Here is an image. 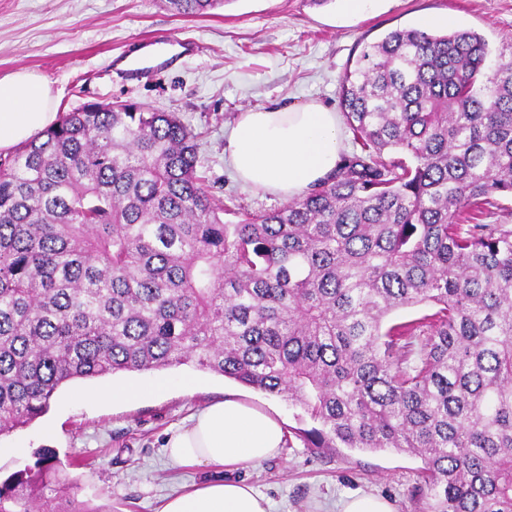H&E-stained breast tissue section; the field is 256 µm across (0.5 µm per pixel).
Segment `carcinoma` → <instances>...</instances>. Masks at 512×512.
<instances>
[{
    "instance_id": "carcinoma-1",
    "label": "carcinoma",
    "mask_w": 512,
    "mask_h": 512,
    "mask_svg": "<svg viewBox=\"0 0 512 512\" xmlns=\"http://www.w3.org/2000/svg\"><path fill=\"white\" fill-rule=\"evenodd\" d=\"M489 55L472 30L365 44L340 80L361 153L234 224L174 112L88 103L0 155V435L70 383L191 365L300 407L308 448L419 457L421 512H512V224L483 223L512 199V60ZM55 472L40 449L0 512H93L46 496Z\"/></svg>"
}]
</instances>
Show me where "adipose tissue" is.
<instances>
[{
  "mask_svg": "<svg viewBox=\"0 0 512 512\" xmlns=\"http://www.w3.org/2000/svg\"><path fill=\"white\" fill-rule=\"evenodd\" d=\"M58 117L36 74L18 70L0 77V152L40 136ZM341 147L338 113L310 101L240 113L224 156L245 185L292 198L335 170ZM284 446L285 432L275 414L228 396L177 428L166 453L179 466L230 470L276 457ZM161 512H271V503L249 484L215 481L168 496Z\"/></svg>",
  "mask_w": 512,
  "mask_h": 512,
  "instance_id": "adipose-tissue-1",
  "label": "adipose tissue"
}]
</instances>
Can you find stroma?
Masks as SVG:
<instances>
[{
	"label": "stroma",
	"instance_id": "1",
	"mask_svg": "<svg viewBox=\"0 0 512 512\" xmlns=\"http://www.w3.org/2000/svg\"><path fill=\"white\" fill-rule=\"evenodd\" d=\"M434 19V31L481 34L498 63L512 42V0H371L359 17H345L342 0H224L204 17H176L161 0H0V77L19 69L37 74L58 112L88 102H138L178 114L198 136V169L224 202V220L240 211L263 213L283 198L244 186L224 162V144L240 112L316 101L340 109V80L363 44L398 28ZM195 41L198 52L178 57L162 75L127 82L112 61L146 40ZM195 376L187 389L180 380ZM164 380L160 396L112 401L103 391ZM97 392L76 401L61 391L49 412L0 437V478L33 464L41 448L55 449L67 492L109 512H157L164 498L205 481L246 482L266 494L273 512H334L347 494L385 498L396 512H418L415 489L424 464L416 456L384 451L306 447L312 422L285 398L233 380L179 366L80 381ZM233 393L276 411L286 444L272 459L232 470L172 466L163 450L172 429L211 402Z\"/></svg>",
	"mask_w": 512,
	"mask_h": 512
}]
</instances>
